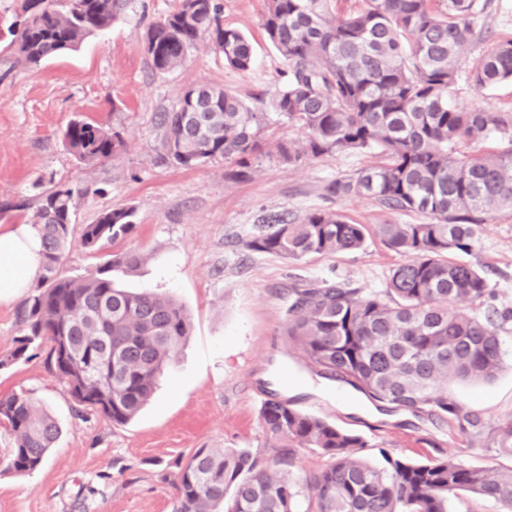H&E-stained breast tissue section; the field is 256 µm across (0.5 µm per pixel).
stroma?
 Instances as JSON below:
<instances>
[{
	"label": "stroma",
	"mask_w": 512,
	"mask_h": 512,
	"mask_svg": "<svg viewBox=\"0 0 512 512\" xmlns=\"http://www.w3.org/2000/svg\"><path fill=\"white\" fill-rule=\"evenodd\" d=\"M222 2L225 25L253 44L248 71L225 66L203 40L184 66L152 72L146 32L175 0H130L105 33L40 66H24L15 61L8 33L20 0H0V200L36 195L42 183L55 180L105 188V195L76 199L79 225L92 223L102 208L135 206L136 230L115 249L136 251L144 260L135 274L114 272L115 282L174 294L191 316L190 334L154 399L123 427L97 414L75 418L66 386L43 357L0 369V397L31 392L61 426L44 465L29 475L8 469L13 441L0 428V512H172L177 464L191 450H266L259 411L273 396L362 436L368 443L362 456L378 467L389 456L422 460L440 451L468 465L502 462L483 437L464 438L428 416L378 408L309 365L285 334L289 288L305 280L382 288L401 257L381 243L376 225L424 222L422 214L392 212L365 197L326 196L324 185L379 163L378 153L285 163L277 143L300 140L303 133L271 113L262 153L247 179L230 178L232 165L221 159L193 169L156 163L162 133L155 114L176 105L186 88L220 84L257 109L284 81L286 63L262 28L263 0ZM481 24L486 38L468 47L454 99L512 113V82L478 89L470 78L490 45L512 39V0H492ZM78 116L120 128L121 152L103 165L78 161L61 139ZM316 209L365 225L363 250L293 260L245 248L254 226L269 217L299 220ZM460 259L483 272L500 302L512 307V209L486 214L478 242ZM504 349L509 363L491 382H448L463 410L489 422L512 415V332L504 336ZM341 389L347 401L334 398Z\"/></svg>",
	"instance_id": "35a3bbf8"
}]
</instances>
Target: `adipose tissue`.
Masks as SVG:
<instances>
[{"instance_id":"ef3b65f1","label":"adipose tissue","mask_w":512,"mask_h":512,"mask_svg":"<svg viewBox=\"0 0 512 512\" xmlns=\"http://www.w3.org/2000/svg\"><path fill=\"white\" fill-rule=\"evenodd\" d=\"M41 237L31 223L0 224V303L30 288L41 263Z\"/></svg>"}]
</instances>
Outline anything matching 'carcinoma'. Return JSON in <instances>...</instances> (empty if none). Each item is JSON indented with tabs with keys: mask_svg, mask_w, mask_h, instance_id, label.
Masks as SVG:
<instances>
[{
	"mask_svg": "<svg viewBox=\"0 0 512 512\" xmlns=\"http://www.w3.org/2000/svg\"><path fill=\"white\" fill-rule=\"evenodd\" d=\"M21 0L12 31L16 60L37 66L76 49L122 16L129 0ZM332 0H265L263 28L288 63V81L269 108L303 130L280 142L285 163L302 157L376 150L381 165L342 175L324 191L339 199L367 197L391 211L419 212L421 224H379L382 243L403 257L379 290L323 281L288 290L287 336L307 360L372 400L434 416L462 437L483 435L512 458V416L494 423L448 395L450 379L489 381L504 367L502 334L512 307L496 304L485 275L452 252L478 241L482 215L512 209V113L453 103L460 60L481 35L480 14L491 0H358L335 15ZM221 0H177L149 25L145 52L151 70L182 66L201 39L240 71L253 64L245 35L224 25ZM475 86L512 81V39L489 49L472 74ZM190 89L156 113L163 138L156 160L182 168L224 159L244 178L261 150L265 113L218 85H204L197 111L183 112ZM496 137L502 149L484 154L464 143ZM62 143L78 160L104 163L124 146L116 128L81 117ZM104 189L50 186L31 202L5 200L0 217L32 211L42 259L33 294L18 311L21 336L0 368L45 349V365L68 387L74 413L100 414L114 426L131 421L153 397L158 377L189 336L186 310L170 295L118 288L112 270L135 272L142 256L114 253L87 276L61 270L72 241L75 198ZM135 207L99 211L81 227L79 243L95 255L129 238ZM366 228L328 209L299 222L257 224L245 247L298 259L361 250ZM270 451L196 448L179 464L173 512H448L459 492L491 499L512 512V466H466L440 455L423 463L385 457L373 466L359 455L367 442L271 397L260 408ZM0 425L13 437L8 467L40 468L61 430L30 394L0 398ZM327 457L293 475L300 449Z\"/></svg>",
	"mask_w": 512,
	"mask_h": 512,
	"instance_id": "carcinoma-1",
	"label": "carcinoma"
}]
</instances>
